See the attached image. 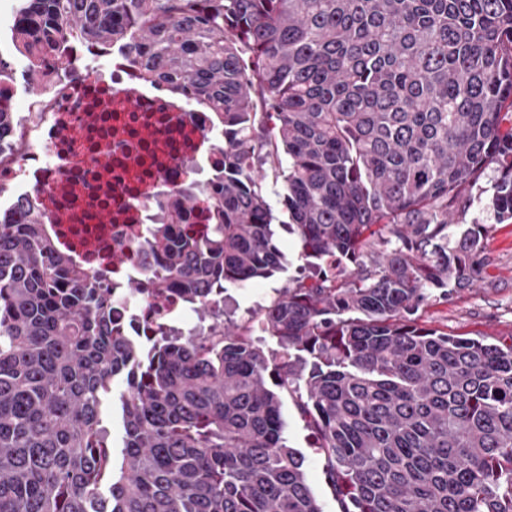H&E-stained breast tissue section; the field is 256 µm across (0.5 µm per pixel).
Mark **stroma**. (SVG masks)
<instances>
[{
    "mask_svg": "<svg viewBox=\"0 0 512 512\" xmlns=\"http://www.w3.org/2000/svg\"><path fill=\"white\" fill-rule=\"evenodd\" d=\"M499 176L495 167L486 168L473 189L467 218L480 219L489 232L483 241L482 270L468 288L452 289L447 297H433L421 310L422 322L451 335L482 338L489 342L512 335V224H499L489 206ZM279 246L288 258L286 267L267 279L243 286H228L224 293L226 322L249 326L251 316L293 286L301 274L300 243L295 235L278 229ZM290 447L305 457L304 471L323 512H340L339 503L326 477V461L318 441L296 402L294 394L281 395Z\"/></svg>",
    "mask_w": 512,
    "mask_h": 512,
    "instance_id": "1",
    "label": "stroma"
}]
</instances>
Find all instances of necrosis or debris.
Instances as JSON below:
<instances>
[{
    "label": "necrosis or debris",
    "mask_w": 512,
    "mask_h": 512,
    "mask_svg": "<svg viewBox=\"0 0 512 512\" xmlns=\"http://www.w3.org/2000/svg\"><path fill=\"white\" fill-rule=\"evenodd\" d=\"M95 51L48 66L0 151L7 214L34 204L51 218L58 249L112 278L140 268L136 247L150 205L214 160L208 112L141 81L123 53Z\"/></svg>",
    "instance_id": "4bbe7bcc"
}]
</instances>
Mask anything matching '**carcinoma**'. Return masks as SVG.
<instances>
[{
	"label": "carcinoma",
	"instance_id": "obj_1",
	"mask_svg": "<svg viewBox=\"0 0 512 512\" xmlns=\"http://www.w3.org/2000/svg\"><path fill=\"white\" fill-rule=\"evenodd\" d=\"M13 39L37 79L124 50L219 138L212 177L157 197L166 221L121 286L57 249L39 208L0 218V512H322L280 389L340 512H512V343L417 316L479 275L487 228H448L492 164L512 222V0H22ZM266 168L314 269L254 317L271 357L224 323L225 285L287 263ZM173 297L198 316L186 333L160 315ZM128 301L151 333L116 320ZM282 411L287 422V444L297 448L305 457L304 471L308 483L318 497L323 512H340L336 495L326 477V461L317 450L316 435L308 424L296 402V395L281 393Z\"/></svg>",
	"mask_w": 512,
	"mask_h": 512
}]
</instances>
